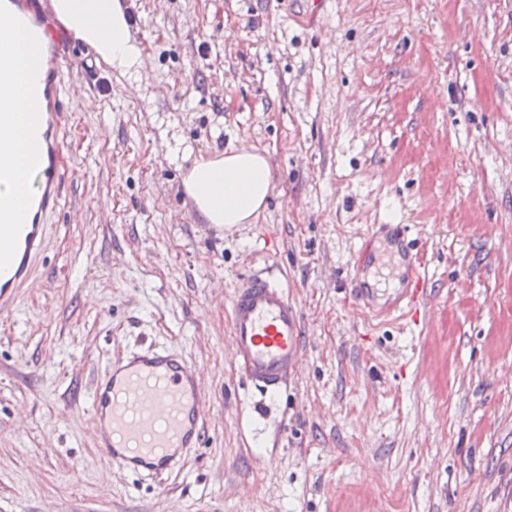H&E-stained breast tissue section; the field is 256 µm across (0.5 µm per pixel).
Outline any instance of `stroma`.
Segmentation results:
<instances>
[{
  "instance_id": "1",
  "label": "stroma",
  "mask_w": 512,
  "mask_h": 512,
  "mask_svg": "<svg viewBox=\"0 0 512 512\" xmlns=\"http://www.w3.org/2000/svg\"><path fill=\"white\" fill-rule=\"evenodd\" d=\"M141 63L64 70V193L0 311V512H512V0H139ZM242 147L272 189L211 227L184 190ZM376 224L435 293L420 330L348 296ZM277 270L304 333L252 445L227 299ZM197 367L206 440L142 481L84 402L150 345Z\"/></svg>"
}]
</instances>
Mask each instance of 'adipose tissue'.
<instances>
[{
	"label": "adipose tissue",
	"instance_id": "adipose-tissue-1",
	"mask_svg": "<svg viewBox=\"0 0 512 512\" xmlns=\"http://www.w3.org/2000/svg\"><path fill=\"white\" fill-rule=\"evenodd\" d=\"M63 12L105 60L120 68L135 66L139 51L129 41L126 16L118 0H65ZM9 54V93L0 97V113L19 106L28 113L42 111L41 96L29 89L39 58L30 53L27 40L18 33L11 36ZM31 150L24 129L15 128L6 158L0 163V199H16L24 193ZM185 185L206 220L232 227L249 223L264 208L271 189V169L262 154L243 148L197 164Z\"/></svg>",
	"mask_w": 512,
	"mask_h": 512
}]
</instances>
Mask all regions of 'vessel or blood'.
Listing matches in <instances>:
<instances>
[{"label":"vessel or blood","instance_id":"vessel-or-blood-1","mask_svg":"<svg viewBox=\"0 0 512 512\" xmlns=\"http://www.w3.org/2000/svg\"><path fill=\"white\" fill-rule=\"evenodd\" d=\"M58 0H6L0 17L13 29L31 28V52L45 56L49 66L37 87L48 109L33 123L39 150L30 165V195L24 207L0 201V306L13 300L31 277L43 251L48 220L61 198V117L63 65L74 52L94 54L80 41ZM405 224H379L374 237L384 238L404 265L402 286L382 304L373 300L380 288L364 272L376 260L371 245L356 254L352 290L356 306L373 317L416 322L429 306L430 293L420 254ZM231 355L247 385L262 400H274L286 389L302 355L300 311L288 295V284L271 269L241 279L228 300ZM206 398L195 366L180 352L151 346L109 360L89 397L96 442L105 462L123 471L156 478L175 471L178 462L204 442Z\"/></svg>","mask_w":512,"mask_h":512}]
</instances>
